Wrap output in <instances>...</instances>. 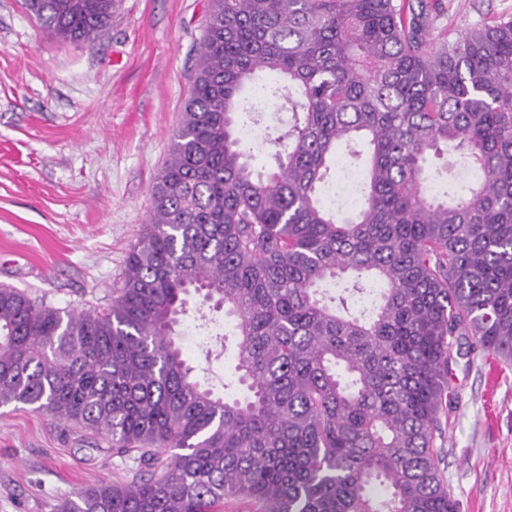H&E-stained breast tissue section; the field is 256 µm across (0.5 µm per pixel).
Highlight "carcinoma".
Returning <instances> with one entry per match:
<instances>
[{
	"mask_svg": "<svg viewBox=\"0 0 512 512\" xmlns=\"http://www.w3.org/2000/svg\"><path fill=\"white\" fill-rule=\"evenodd\" d=\"M92 43L116 0H25ZM429 0H211L149 222L100 310L0 286V407L134 457L54 512H458L439 465L458 359H512V20L436 42ZM288 128L253 168L241 130ZM477 174L431 194L429 157ZM366 158L352 217L324 200ZM341 294L328 296L324 285ZM196 292L234 322L242 398L176 333Z\"/></svg>",
	"mask_w": 512,
	"mask_h": 512,
	"instance_id": "1",
	"label": "carcinoma"
}]
</instances>
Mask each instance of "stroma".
Segmentation results:
<instances>
[{
	"label": "stroma",
	"mask_w": 512,
	"mask_h": 512,
	"mask_svg": "<svg viewBox=\"0 0 512 512\" xmlns=\"http://www.w3.org/2000/svg\"><path fill=\"white\" fill-rule=\"evenodd\" d=\"M436 35L512 19V0H430ZM209 0H119L90 44L48 36L0 0V285L77 311L110 303L148 218L189 97ZM181 346L223 394L231 353L204 356L190 295ZM483 354L460 364L442 414L440 465L459 512H512V360L485 421ZM46 414L0 407V512H53L81 488L122 481L132 459Z\"/></svg>",
	"instance_id": "stroma-1"
}]
</instances>
